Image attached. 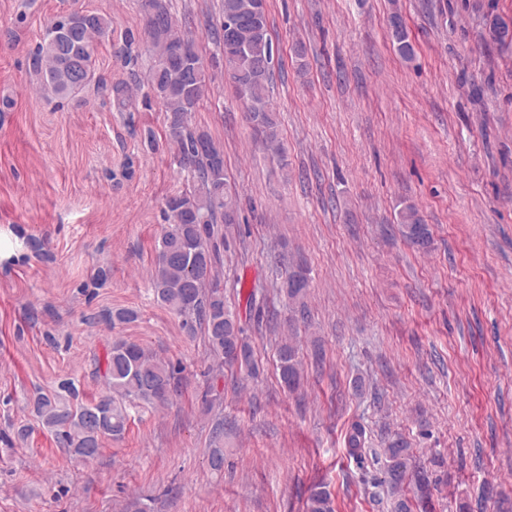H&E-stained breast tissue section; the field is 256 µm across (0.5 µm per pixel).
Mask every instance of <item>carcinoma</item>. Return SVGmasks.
Returning a JSON list of instances; mask_svg holds the SVG:
<instances>
[{"label":"carcinoma","instance_id":"obj_1","mask_svg":"<svg viewBox=\"0 0 512 512\" xmlns=\"http://www.w3.org/2000/svg\"><path fill=\"white\" fill-rule=\"evenodd\" d=\"M144 32L154 64L149 82L155 97L168 114L171 136L177 145V164L197 188L166 198L171 219L155 246L152 290L156 301L183 317L189 328L203 329L213 355L227 366L255 369L252 347L237 316L224 302V289L213 278L220 246L217 224H234L237 208L226 190L224 149L201 131L188 129V116L196 111L207 86V73L195 40L177 25L168 0H141ZM220 31L224 73L235 96L246 103L248 118L264 147L281 154L278 125L273 116L268 85L272 80L273 46L268 31L265 0H222ZM234 35L227 36L229 26ZM109 21L102 15L75 9L48 25L34 55V70L41 87L57 96L85 90L94 79L93 52L107 33ZM391 37L397 51L412 59L414 50L400 16L390 17ZM485 38L500 50L512 48V18L486 16ZM405 238L424 249L431 240L428 225L418 210L407 205L399 213ZM310 288L308 270L298 261L288 275L285 292L294 315L307 319L304 298ZM137 319L126 308L105 310L98 321L112 327ZM297 347L284 341L279 349L281 384L294 390L300 382ZM105 388L94 399L79 400L75 380L64 377L49 393L36 391L29 399L38 428L49 433L61 450L84 460L96 458L105 439L120 440L129 422L130 406L145 403L162 408L172 401L182 385V368L159 358L148 347L129 340H115L104 362H95ZM367 445L365 427L350 426L346 447L362 459ZM388 458L387 483L398 492L407 478L408 448L396 440L384 449ZM306 512H333L330 492L314 489Z\"/></svg>","mask_w":512,"mask_h":512}]
</instances>
